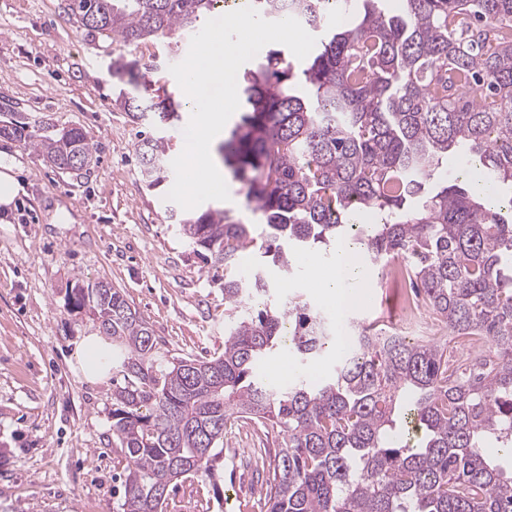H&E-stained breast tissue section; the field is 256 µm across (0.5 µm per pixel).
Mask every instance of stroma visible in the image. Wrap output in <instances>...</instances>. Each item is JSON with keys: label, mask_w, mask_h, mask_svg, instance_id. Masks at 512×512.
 Returning a JSON list of instances; mask_svg holds the SVG:
<instances>
[{"label": "stroma", "mask_w": 512, "mask_h": 512, "mask_svg": "<svg viewBox=\"0 0 512 512\" xmlns=\"http://www.w3.org/2000/svg\"><path fill=\"white\" fill-rule=\"evenodd\" d=\"M68 0H0V106L35 124L82 128L98 161L82 174L46 164L38 152L0 137L24 186L12 210L0 209V512H117L114 479L126 459L112 432L111 379L85 380L75 343L98 332L66 296L75 280L107 282L152 327L166 358L224 351V272L211 268L165 216L166 202L141 180L133 122L116 105L122 85L111 64L119 45L70 19ZM72 223L56 224V207ZM337 247L296 257L293 277L272 278L271 303L300 294L335 320L315 287V268L334 265ZM336 364L328 351L308 369L286 349L258 363L266 382L287 373L316 381ZM269 426L224 432V500L208 479L171 493L166 512H266L261 480L276 448Z\"/></svg>", "instance_id": "35a3bbf8"}]
</instances>
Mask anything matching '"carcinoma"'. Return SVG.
Masks as SVG:
<instances>
[{
	"label": "carcinoma",
	"instance_id": "cac0c4a2",
	"mask_svg": "<svg viewBox=\"0 0 512 512\" xmlns=\"http://www.w3.org/2000/svg\"><path fill=\"white\" fill-rule=\"evenodd\" d=\"M221 0H69L74 23L119 42L113 74L140 94L117 98L132 119L181 121L172 94H154L136 53L174 45L220 15ZM367 0L356 24L319 39L301 74L271 49L243 73V109L218 153L240 186L254 227L223 210L166 218L215 268L261 267L224 276L231 323L224 352L175 362L159 355L149 323L107 282L68 289L112 337V432L128 464L118 512H165L171 486L206 476L221 497L224 431L232 419L279 430L283 443L265 480L268 512H512V475L490 459L491 438L512 457V0H403L389 15ZM270 21L294 17L325 30L349 0H247ZM14 136L66 173L69 158L97 162L79 127L12 122ZM464 145L470 165L448 183L443 162ZM172 136L136 145L151 189L175 177ZM362 225V260L409 268L428 311L453 336L488 350L448 365L447 347L351 326L353 343L317 382L271 386L256 371L283 341L303 364L336 334L300 296L265 297L269 266L295 270L300 248L328 246ZM420 444H405L407 436Z\"/></svg>",
	"mask_w": 512,
	"mask_h": 512
}]
</instances>
